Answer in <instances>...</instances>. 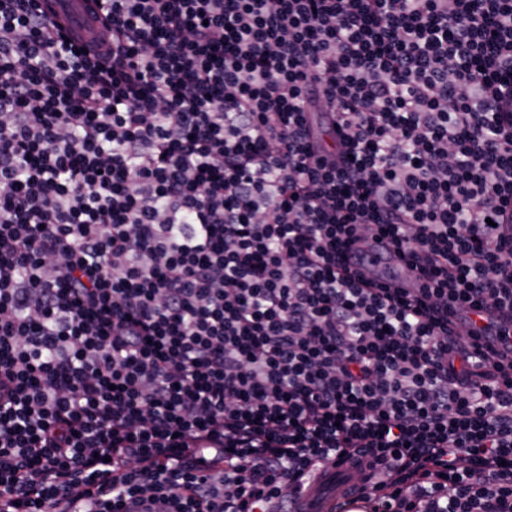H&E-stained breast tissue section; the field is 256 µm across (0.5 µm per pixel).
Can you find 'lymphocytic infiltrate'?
<instances>
[{"label":"lymphocytic infiltrate","mask_w":512,"mask_h":512,"mask_svg":"<svg viewBox=\"0 0 512 512\" xmlns=\"http://www.w3.org/2000/svg\"><path fill=\"white\" fill-rule=\"evenodd\" d=\"M100 3L0 0V512H512V0ZM41 8L47 18L56 23H61L68 29L65 20V12L73 19L74 25L70 37L78 44L89 42L92 38L97 37L103 29V22L106 17L98 6L90 4L83 0H65V1H41ZM460 319L467 325L471 324L472 328H482L492 324L496 327H506L510 329L511 324V315L509 311L490 313L486 310H470L464 317L454 319L453 321L455 323ZM343 471V466L334 467L327 464L314 472L296 499L293 510L296 512H327L331 510V506L336 500L335 491L329 494L332 478L334 477V487L335 475L338 480L343 476L340 474Z\"/></svg>","instance_id":"1"}]
</instances>
